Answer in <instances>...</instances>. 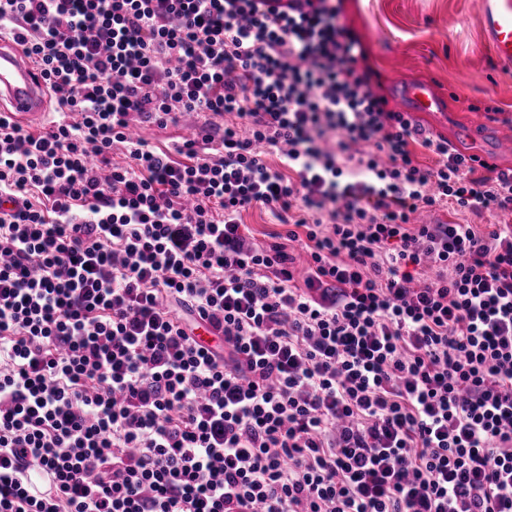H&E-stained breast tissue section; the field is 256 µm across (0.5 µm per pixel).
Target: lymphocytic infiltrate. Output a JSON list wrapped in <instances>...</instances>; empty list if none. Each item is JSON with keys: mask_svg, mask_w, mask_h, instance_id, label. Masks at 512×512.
<instances>
[{"mask_svg": "<svg viewBox=\"0 0 512 512\" xmlns=\"http://www.w3.org/2000/svg\"><path fill=\"white\" fill-rule=\"evenodd\" d=\"M342 2L0 0L58 110L0 112V512H512V169L390 109ZM194 120H196L195 117H186L177 125L169 124L167 128L163 129L153 125L143 124L135 129L136 137L143 138L153 147L165 150L166 148L172 147L176 141L182 138L184 124L194 122ZM242 222L248 225L255 242L284 241L270 238L273 233H284L287 226H283L277 215L269 208L261 206L250 208L242 213Z\"/></svg>", "mask_w": 512, "mask_h": 512, "instance_id": "lymphocytic-infiltrate-1", "label": "lymphocytic infiltrate"}]
</instances>
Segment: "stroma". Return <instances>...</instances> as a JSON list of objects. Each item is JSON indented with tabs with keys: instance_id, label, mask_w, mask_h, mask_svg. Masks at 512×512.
<instances>
[{
	"instance_id": "stroma-1",
	"label": "stroma",
	"mask_w": 512,
	"mask_h": 512,
	"mask_svg": "<svg viewBox=\"0 0 512 512\" xmlns=\"http://www.w3.org/2000/svg\"><path fill=\"white\" fill-rule=\"evenodd\" d=\"M484 0H343V20L363 37L373 87L400 107L413 80L431 83L445 110L419 124L465 154L512 168V64L485 38Z\"/></svg>"
}]
</instances>
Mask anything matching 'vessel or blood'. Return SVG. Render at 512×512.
<instances>
[{
  "label": "vessel or blood",
  "mask_w": 512,
  "mask_h": 512,
  "mask_svg": "<svg viewBox=\"0 0 512 512\" xmlns=\"http://www.w3.org/2000/svg\"><path fill=\"white\" fill-rule=\"evenodd\" d=\"M484 30L496 58L512 63V8L499 0H487ZM47 90L36 66L16 43L0 36V112L24 122L39 119L46 111ZM401 100L413 112L438 110L440 100L429 83L418 82L402 88Z\"/></svg>",
  "instance_id": "obj_1"
}]
</instances>
